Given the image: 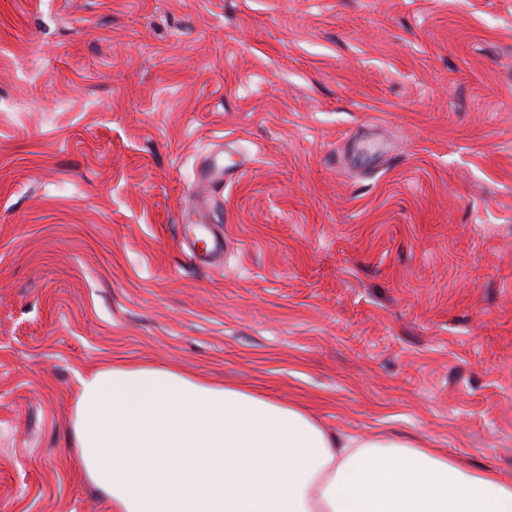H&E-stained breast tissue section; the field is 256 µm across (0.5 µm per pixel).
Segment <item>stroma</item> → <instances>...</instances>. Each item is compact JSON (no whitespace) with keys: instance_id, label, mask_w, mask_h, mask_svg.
I'll list each match as a JSON object with an SVG mask.
<instances>
[{"instance_id":"obj_1","label":"stroma","mask_w":512,"mask_h":512,"mask_svg":"<svg viewBox=\"0 0 512 512\" xmlns=\"http://www.w3.org/2000/svg\"><path fill=\"white\" fill-rule=\"evenodd\" d=\"M111 360L512 479V0H0V512H104ZM244 162L234 163L232 165L218 166L202 159L198 167V179L196 193L200 200L198 230L200 234H195L194 238H186L183 241V247L192 256L203 255L212 260H221L224 256V236L212 234L206 224L210 223L209 213L212 209L210 201L213 197L220 195L224 191V185L239 181L242 175ZM203 243V252H200L198 243Z\"/></svg>"}]
</instances>
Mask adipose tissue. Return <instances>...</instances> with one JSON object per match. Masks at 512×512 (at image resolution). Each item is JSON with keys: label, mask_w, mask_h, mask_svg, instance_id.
Returning <instances> with one entry per match:
<instances>
[{"label": "adipose tissue", "mask_w": 512, "mask_h": 512, "mask_svg": "<svg viewBox=\"0 0 512 512\" xmlns=\"http://www.w3.org/2000/svg\"><path fill=\"white\" fill-rule=\"evenodd\" d=\"M75 461L108 512H512V481L435 448L168 367L78 379Z\"/></svg>", "instance_id": "obj_1"}]
</instances>
